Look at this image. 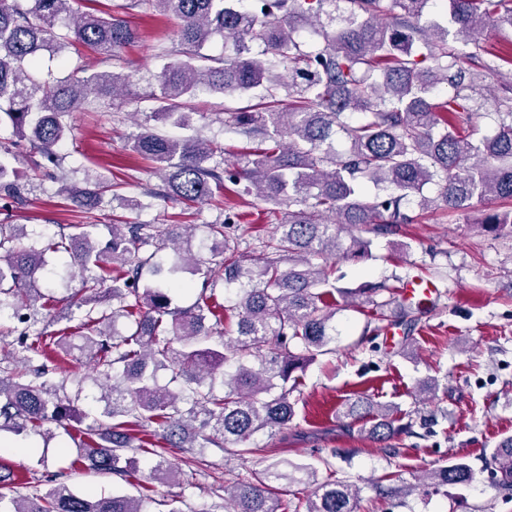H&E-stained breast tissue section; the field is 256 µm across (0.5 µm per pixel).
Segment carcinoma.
Returning a JSON list of instances; mask_svg holds the SVG:
<instances>
[{
  "instance_id": "carcinoma-1",
  "label": "carcinoma",
  "mask_w": 512,
  "mask_h": 512,
  "mask_svg": "<svg viewBox=\"0 0 512 512\" xmlns=\"http://www.w3.org/2000/svg\"><path fill=\"white\" fill-rule=\"evenodd\" d=\"M81 0H0V122L40 155L42 171L59 169L60 146L71 112L91 98L127 99L134 95L135 73L125 71L121 50L137 38L130 23L108 13L77 8ZM335 0H129L120 10L153 4L176 23L168 63L159 79L155 121L186 123L192 100L201 92L232 97L259 89V102L226 108L224 127L252 144L238 162L219 169L224 148L198 137L169 138L144 127L131 150L163 171L165 191L195 202L212 196V185L229 182L237 194L285 209L281 222L261 242L262 255L244 264L234 243L239 215L204 224L198 250L190 235L186 247L179 232L156 224H110V238L99 247L95 224H72L47 249L66 254L62 266L82 279V288L60 300L35 287L45 274V251L17 247L19 229L0 224V322L12 319L17 334L9 357L14 367L0 369V432L47 435L73 430L78 441L76 468L109 472L128 479L138 470L135 454L153 455L146 479L170 484L176 478L165 456L196 448H220L225 457L245 459L258 451L253 437L276 436L295 415L292 394L297 372L333 351L336 297L345 306L369 304L382 310L395 301L396 288L384 283L362 288L336 286L335 261L371 257V241L342 233L368 224L391 234L414 217L408 205L420 196L425 211L443 204L463 211L474 201L498 199L504 211L487 215L483 227L496 232L512 223V99L496 101L497 130L474 142L461 129L483 96L484 82L498 74L503 54L488 51L476 69L463 67L461 54L448 48L450 33L475 41L484 32L512 27V6L503 0H444L447 25L425 19L433 0H348L349 14L320 25ZM231 43L232 53H203L214 37ZM80 43L119 63V69L64 78L35 72L45 53L60 57ZM288 64V77L271 76L274 61ZM446 83L453 94L433 102L435 88ZM295 107L281 108L283 97ZM349 144L334 147L336 136ZM16 143L0 144V191L23 203L15 181ZM438 186L434 198L425 186ZM103 190L85 191L76 203L94 209ZM152 246L154 250L142 253ZM170 249L167 276L159 274L157 254ZM288 266H282L283 260ZM203 279L189 308L173 305L170 288L189 287L176 276ZM219 281L234 297L232 316L211 301L207 291ZM391 294L386 300L377 297ZM112 302L107 314L97 311ZM86 308L77 336H48L32 329L41 311ZM404 334L416 330L418 310L399 305ZM126 318L127 334L106 330L107 320ZM78 349L94 362L93 383L105 402L98 415L84 414L60 395L59 358ZM171 373L173 390L158 383ZM352 422L366 421L369 438L390 441L408 428L395 425L398 409L376 405L366 396L346 400L339 410ZM500 474L499 487L512 491V436L503 438L486 460ZM436 486L471 479L462 459L428 472ZM38 482L44 491L10 498L11 512H148L143 499L126 495H82L64 475L48 470ZM314 485L306 499L292 505L281 498L288 485ZM359 488L347 481L317 482L306 464L273 460L224 489V512H358Z\"/></svg>"
}]
</instances>
